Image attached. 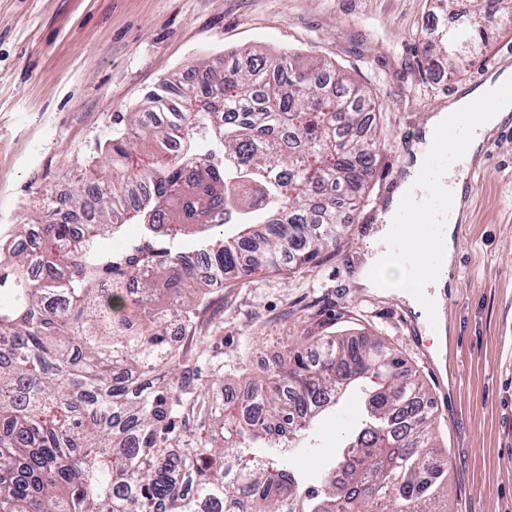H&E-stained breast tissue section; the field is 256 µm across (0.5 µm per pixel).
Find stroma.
Here are the masks:
<instances>
[{
	"label": "stroma",
	"instance_id": "stroma-1",
	"mask_svg": "<svg viewBox=\"0 0 512 512\" xmlns=\"http://www.w3.org/2000/svg\"><path fill=\"white\" fill-rule=\"evenodd\" d=\"M435 0H0V239L23 232L46 196L100 160L118 114L187 63L231 50H298L336 65L372 96L385 149L341 246L293 273L227 284L200 310L220 323L210 350L224 383L239 387L283 346L319 331L395 345L437 404L435 433L448 461L447 512H512V121L487 140L458 227L453 288L440 306L446 359L427 355L432 333L395 297L355 288V262L392 189L403 153L430 113L495 67L512 66V26L467 70L427 68L423 44L450 26ZM362 418L352 395L331 408L291 455L318 485L332 452Z\"/></svg>",
	"mask_w": 512,
	"mask_h": 512
}]
</instances>
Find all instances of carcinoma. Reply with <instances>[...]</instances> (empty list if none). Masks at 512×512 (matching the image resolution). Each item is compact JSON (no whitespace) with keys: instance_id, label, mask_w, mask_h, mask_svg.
I'll return each mask as SVG.
<instances>
[{"instance_id":"obj_1","label":"carcinoma","mask_w":512,"mask_h":512,"mask_svg":"<svg viewBox=\"0 0 512 512\" xmlns=\"http://www.w3.org/2000/svg\"><path fill=\"white\" fill-rule=\"evenodd\" d=\"M475 2L425 44L427 64H464L512 22V0ZM188 70L197 91L174 96L164 80L152 111L115 117L92 181L44 202L40 246L0 260V512H443L436 401L398 350L305 336L242 402L219 394L224 354L173 348L172 323L195 334L207 301L180 262L191 227L214 288L315 265L341 244L385 147L369 92L311 56ZM149 212L143 241L126 243L123 226ZM355 387L362 427L322 489L307 488L282 448Z\"/></svg>"}]
</instances>
